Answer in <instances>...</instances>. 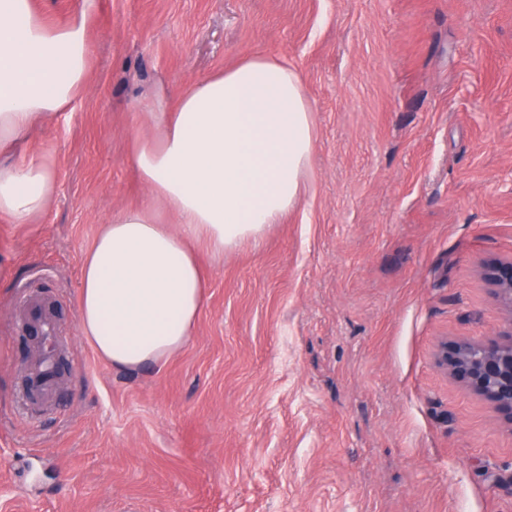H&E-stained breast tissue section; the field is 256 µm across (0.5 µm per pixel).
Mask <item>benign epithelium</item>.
<instances>
[{
	"mask_svg": "<svg viewBox=\"0 0 512 512\" xmlns=\"http://www.w3.org/2000/svg\"><path fill=\"white\" fill-rule=\"evenodd\" d=\"M483 278L494 297L512 311V260L487 264ZM437 364L490 401L512 424V320L499 341L441 343Z\"/></svg>",
	"mask_w": 512,
	"mask_h": 512,
	"instance_id": "obj_1",
	"label": "benign epithelium"
}]
</instances>
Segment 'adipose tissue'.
Listing matches in <instances>:
<instances>
[{"label":"adipose tissue","instance_id":"obj_1","mask_svg":"<svg viewBox=\"0 0 512 512\" xmlns=\"http://www.w3.org/2000/svg\"><path fill=\"white\" fill-rule=\"evenodd\" d=\"M96 6L83 0L51 25L33 0H0V153L86 91ZM135 110L150 129L133 154L146 197L104 225L83 258L79 297L83 335L124 370L185 346L204 301L199 252L223 253L293 210L313 145L299 75L267 56L196 81L176 104L158 92ZM55 193L49 156L0 162V217L36 223Z\"/></svg>","mask_w":512,"mask_h":512}]
</instances>
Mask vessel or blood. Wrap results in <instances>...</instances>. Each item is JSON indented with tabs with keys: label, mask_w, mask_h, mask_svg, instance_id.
Segmentation results:
<instances>
[{
	"label": "vessel or blood",
	"mask_w": 512,
	"mask_h": 512,
	"mask_svg": "<svg viewBox=\"0 0 512 512\" xmlns=\"http://www.w3.org/2000/svg\"><path fill=\"white\" fill-rule=\"evenodd\" d=\"M14 322L33 332L37 349L35 362L23 372L25 395L32 406L47 408L58 385L56 363L69 346L61 334V319L46 296L33 294L20 303Z\"/></svg>",
	"instance_id": "obj_1"
}]
</instances>
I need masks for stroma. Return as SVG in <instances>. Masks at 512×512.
Masks as SVG:
<instances>
[{"label": "stroma", "instance_id": "35a3bbf8", "mask_svg": "<svg viewBox=\"0 0 512 512\" xmlns=\"http://www.w3.org/2000/svg\"><path fill=\"white\" fill-rule=\"evenodd\" d=\"M89 86L38 128L57 192L0 218V512H512V425L436 362L511 316L512 0H98ZM262 54L311 106L298 206L201 252L204 304L158 367L83 336L81 262L139 206L132 110ZM70 313L56 399L33 414L10 333L23 294ZM483 278L494 297L512 313V260L488 263L484 266Z\"/></svg>", "mask_w": 512, "mask_h": 512}]
</instances>
